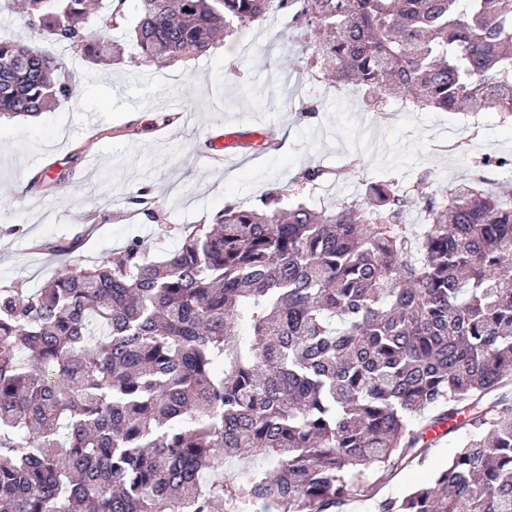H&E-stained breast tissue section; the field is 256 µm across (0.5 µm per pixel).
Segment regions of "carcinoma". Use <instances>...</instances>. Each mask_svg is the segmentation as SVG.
I'll use <instances>...</instances> for the list:
<instances>
[{
	"mask_svg": "<svg viewBox=\"0 0 512 512\" xmlns=\"http://www.w3.org/2000/svg\"><path fill=\"white\" fill-rule=\"evenodd\" d=\"M0 0L33 37L112 55L127 0ZM144 62L206 54L277 11L309 71L377 106L512 120L506 0H137ZM0 39V118L71 80ZM475 162L320 210L300 189L227 202L170 256L140 240L29 294L0 289V512H336L467 429L448 463L377 512H512V203ZM418 203L424 224L405 214ZM229 459L261 460L232 477Z\"/></svg>",
	"mask_w": 512,
	"mask_h": 512,
	"instance_id": "obj_1",
	"label": "carcinoma"
}]
</instances>
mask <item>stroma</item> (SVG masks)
I'll return each instance as SVG.
<instances>
[{
    "label": "stroma",
    "mask_w": 512,
    "mask_h": 512,
    "mask_svg": "<svg viewBox=\"0 0 512 512\" xmlns=\"http://www.w3.org/2000/svg\"><path fill=\"white\" fill-rule=\"evenodd\" d=\"M275 32L241 26L206 56L166 67L142 64L128 39L111 66L65 55L79 97L32 118L0 120V288L27 292L56 276L66 262L53 251L59 244L76 243L85 265L133 237L156 254L171 252L183 228L211 224L228 202L258 205L312 161L339 172L308 197L319 208L351 201L372 182L406 188L425 169L450 188L477 155L512 159V126L494 112L468 127L449 112L415 111L366 138L370 112L360 93L306 82L298 45ZM173 97L189 116L175 128L161 121ZM304 103L313 113H300ZM247 129L268 131L272 145L235 147L224 164L210 162L209 137ZM49 171L64 177L52 190L43 183ZM138 191L147 213L128 201ZM463 437L449 434L424 463L386 474L373 499L346 501L338 512H376L378 501L445 465Z\"/></svg>",
    "instance_id": "obj_1"
}]
</instances>
